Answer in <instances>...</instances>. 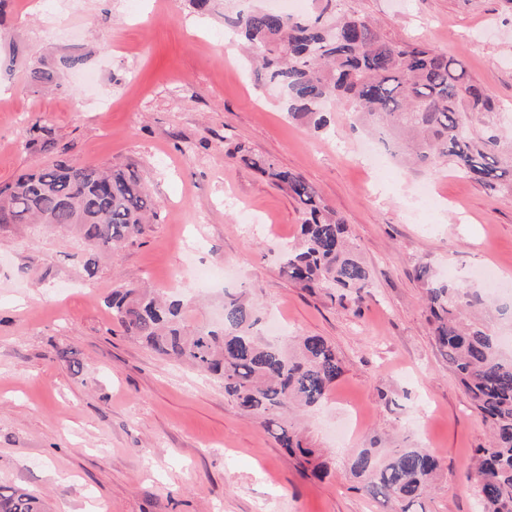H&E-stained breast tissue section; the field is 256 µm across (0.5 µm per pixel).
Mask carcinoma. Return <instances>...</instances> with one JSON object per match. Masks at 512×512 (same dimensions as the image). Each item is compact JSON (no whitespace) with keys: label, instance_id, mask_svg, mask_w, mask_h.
<instances>
[{"label":"carcinoma","instance_id":"carcinoma-1","mask_svg":"<svg viewBox=\"0 0 512 512\" xmlns=\"http://www.w3.org/2000/svg\"><path fill=\"white\" fill-rule=\"evenodd\" d=\"M318 2L312 17L255 8L227 18L238 39L255 50L256 81L279 87L289 114L323 130L326 106H343L364 127L386 122L391 138L420 169L437 173L450 165L490 194L512 190V145L493 119L498 106L461 58L389 40L370 18L343 10V0ZM242 160L286 189L306 215L301 242L284 254L282 271L342 308L362 302L371 275L348 242L345 222L297 175L258 157ZM155 218L144 182L118 165L91 167L60 157L0 187L1 228L58 225L94 250L117 249ZM415 278L426 286L438 347L491 428L488 446L474 450L481 512H512V358L500 354L484 325L465 320L468 309L484 305L479 294L435 279L426 265L415 269ZM106 307L126 335L159 356L215 376L224 396L259 418L303 471L319 479L328 475V459L304 446L290 421L297 410L319 408L343 374L323 337L260 336L259 310L229 292L219 330L186 328L179 302L137 286L112 290ZM438 468L426 448L385 450L375 437L348 460L354 489L394 512H426L415 506L426 499ZM0 512L48 510L32 494L0 486Z\"/></svg>","mask_w":512,"mask_h":512}]
</instances>
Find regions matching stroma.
<instances>
[{
    "instance_id": "obj_1",
    "label": "stroma",
    "mask_w": 512,
    "mask_h": 512,
    "mask_svg": "<svg viewBox=\"0 0 512 512\" xmlns=\"http://www.w3.org/2000/svg\"><path fill=\"white\" fill-rule=\"evenodd\" d=\"M393 41L462 57L512 137V0H344ZM223 9L192 0H6L0 10V184L67 151L147 184L159 217L87 277V246L38 224L0 229V484L51 512H383L353 488L350 455L379 438L437 455L427 512H479L467 473L490 427L432 335L417 266L488 295L512 338V195L452 173L408 171L342 108L314 130L258 84ZM34 67L53 74L33 86ZM301 176L342 217L369 267L364 301L341 309L281 271L304 215L245 165ZM143 286L180 300L188 325L221 321L225 293L263 312L265 334L318 335L344 366L327 401L297 421L330 461L307 477L218 383L124 335L104 305ZM72 351L70 368L57 359Z\"/></svg>"
}]
</instances>
